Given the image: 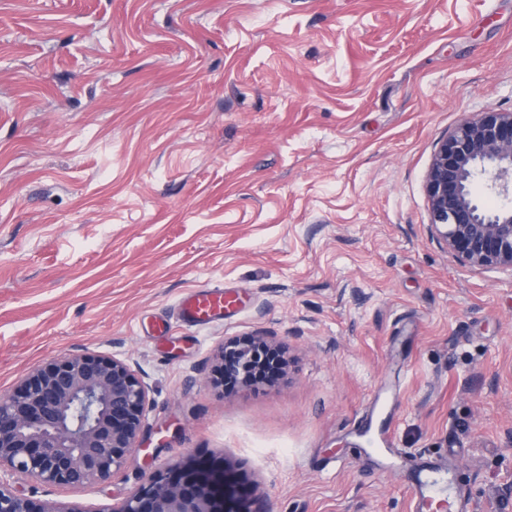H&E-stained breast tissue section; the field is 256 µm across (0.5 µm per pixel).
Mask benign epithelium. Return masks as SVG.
Listing matches in <instances>:
<instances>
[{
	"label": "benign epithelium",
	"mask_w": 512,
	"mask_h": 512,
	"mask_svg": "<svg viewBox=\"0 0 512 512\" xmlns=\"http://www.w3.org/2000/svg\"><path fill=\"white\" fill-rule=\"evenodd\" d=\"M504 203L485 207L474 194ZM430 228L459 263L478 270H512V112H483L441 140L427 174ZM284 367L282 348L263 335L247 343L224 342L210 382L231 378L258 387V357ZM147 385L133 367L114 357L73 354L27 373L0 397V472L44 484L82 487L120 471L139 447ZM222 463L198 460L176 474L159 473L113 512H263ZM0 512H82L17 494L0 478Z\"/></svg>",
	"instance_id": "7a95c632"
}]
</instances>
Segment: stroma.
Instances as JSON below:
<instances>
[{
    "label": "stroma",
    "mask_w": 512,
    "mask_h": 512,
    "mask_svg": "<svg viewBox=\"0 0 512 512\" xmlns=\"http://www.w3.org/2000/svg\"><path fill=\"white\" fill-rule=\"evenodd\" d=\"M489 110L512 0H0V395L78 353L149 387L117 474L13 489L110 512L214 457L266 512H410L453 450L473 512H512V271L456 262L425 189ZM215 286L235 312L175 323ZM257 334L284 375L214 389ZM282 348L270 340L268 336H252L248 343H237L236 340L224 342L213 366L210 382L215 388L224 389V380L231 378L244 386L258 387L266 383L256 379V368L259 355L274 358L282 370L285 361ZM284 353V352H283Z\"/></svg>",
    "instance_id": "1"
}]
</instances>
